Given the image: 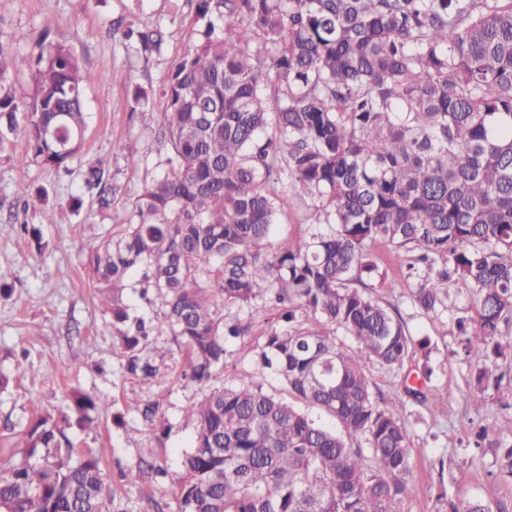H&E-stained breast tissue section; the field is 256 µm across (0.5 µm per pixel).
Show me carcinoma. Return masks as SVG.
<instances>
[{"instance_id": "obj_1", "label": "carcinoma", "mask_w": 512, "mask_h": 512, "mask_svg": "<svg viewBox=\"0 0 512 512\" xmlns=\"http://www.w3.org/2000/svg\"><path fill=\"white\" fill-rule=\"evenodd\" d=\"M196 11L208 37L160 88L171 170L126 208L116 237L84 250L96 288L112 294L125 370L147 384L167 377L159 323L196 383L224 365L226 337L264 339L253 373L188 406L196 438L180 512H402L411 438L367 364L397 375L430 341L371 290L410 283L411 304L430 315L448 308V282L465 288L473 315L456 328L480 411L490 368L512 364V0H196ZM124 37L145 52L163 42L131 26ZM27 66L0 45V74ZM35 74L27 100L0 95V117L27 138L25 207L29 166H66L86 128L73 53L47 46ZM84 191L105 210L120 193L101 161ZM295 197L309 238L268 247ZM376 244L413 255L401 279L379 272ZM127 288L156 316L131 313ZM229 306L276 321L228 323ZM268 370L339 429L265 390ZM102 406L74 393L80 425ZM130 410L169 431L157 404ZM501 411L494 438L482 427L472 448L495 446L493 476L511 484L512 445L499 436H512V404ZM67 422L42 417L28 432L24 460L0 474V512H105L100 460L74 459ZM452 512H512V497Z\"/></svg>"}]
</instances>
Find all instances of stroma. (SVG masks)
Returning <instances> with one entry per match:
<instances>
[{
  "label": "stroma",
  "instance_id": "stroma-1",
  "mask_svg": "<svg viewBox=\"0 0 512 512\" xmlns=\"http://www.w3.org/2000/svg\"><path fill=\"white\" fill-rule=\"evenodd\" d=\"M161 29L160 51L127 49L122 32L127 25ZM206 23L195 13L194 0H0V46L14 55L36 57L40 40L71 48L85 76L88 118L80 152L67 169L30 165L33 190L24 218L15 216L16 159L27 140L18 133H0V277L13 287L0 295V372L10 378L0 391V466L22 459L28 432L39 415L68 411L74 392L107 399L111 408L93 423L71 425L67 434L78 452H92L101 462L108 512H176L177 494L186 482L181 465L196 436L187 404L202 400L216 388L250 373L259 360L257 337L229 340L227 367L215 369L198 384L181 376L182 353L171 351V337H158L167 347L166 383L145 385L128 375L118 339L112 331L108 304L84 265L87 243L109 238L119 228L124 209L154 178L165 172L168 148L159 129L166 103L151 98L136 107V87L156 88L173 64L204 38ZM112 77H105L104 68ZM140 157L129 166L128 154ZM107 159L109 173L123 195L117 207L103 210L83 197V180L90 165ZM82 196L73 209L71 199ZM39 229V238L23 226ZM398 308L415 339L431 342L429 357L414 355L404 366L414 373L429 364L433 375L426 388L447 396V408L431 409L405 402L399 378L371 367L383 404L398 405L414 448L413 476L403 512H450L449 505L466 499L486 501L512 496V485L493 480V453L474 458L459 447L472 419L493 426L501 399L512 396V382L486 392V404L474 412L467 398L468 367L456 353L455 309H466V296L454 311L420 314L406 292L385 294ZM150 400L168 420L160 434L129 405ZM465 468L468 481L452 485L440 460Z\"/></svg>",
  "mask_w": 512,
  "mask_h": 512
}]
</instances>
